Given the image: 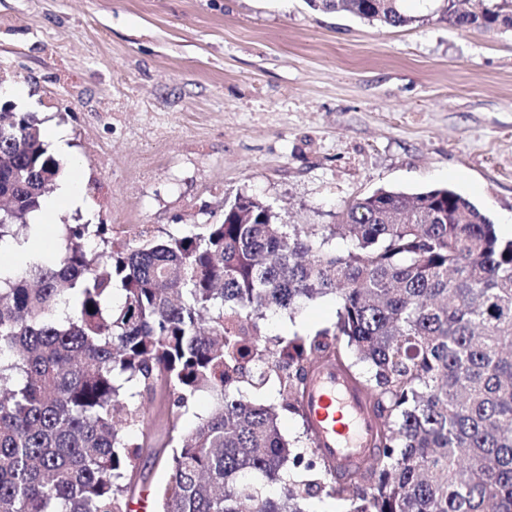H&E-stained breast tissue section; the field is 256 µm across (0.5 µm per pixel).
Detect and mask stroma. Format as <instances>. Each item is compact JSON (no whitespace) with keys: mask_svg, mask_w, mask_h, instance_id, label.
I'll return each instance as SVG.
<instances>
[{"mask_svg":"<svg viewBox=\"0 0 512 512\" xmlns=\"http://www.w3.org/2000/svg\"><path fill=\"white\" fill-rule=\"evenodd\" d=\"M436 0L393 28L305 0H0V87L63 128L81 202L49 225L108 224L132 246L198 231L243 192L330 235L385 188L460 192L512 224V30L460 29ZM329 295L269 315L332 324Z\"/></svg>","mask_w":512,"mask_h":512,"instance_id":"stroma-1","label":"stroma"}]
</instances>
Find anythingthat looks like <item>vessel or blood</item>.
<instances>
[{
    "instance_id": "vessel-or-blood-1",
    "label": "vessel or blood",
    "mask_w": 512,
    "mask_h": 512,
    "mask_svg": "<svg viewBox=\"0 0 512 512\" xmlns=\"http://www.w3.org/2000/svg\"><path fill=\"white\" fill-rule=\"evenodd\" d=\"M302 404L320 452L337 470L358 465L370 453L373 421L361 391L342 368L317 369Z\"/></svg>"
}]
</instances>
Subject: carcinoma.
<instances>
[{
  "instance_id": "1",
  "label": "carcinoma",
  "mask_w": 512,
  "mask_h": 512,
  "mask_svg": "<svg viewBox=\"0 0 512 512\" xmlns=\"http://www.w3.org/2000/svg\"><path fill=\"white\" fill-rule=\"evenodd\" d=\"M403 0H306L369 23L418 21ZM439 20L512 29V0ZM63 170L30 112H0V244L27 240ZM108 224H68L53 261L0 273V512H130L138 460L167 474L153 512H512V239L452 188H380L349 203L329 239L281 224L245 193L200 231L110 244ZM95 247H90V244ZM339 294L336 321L272 336L269 312ZM93 311H88V306ZM376 421L374 450L342 478L304 417L310 372L352 371ZM275 388L278 400L244 392ZM212 403L190 428L195 396ZM163 407L155 441L151 409Z\"/></svg>"
}]
</instances>
